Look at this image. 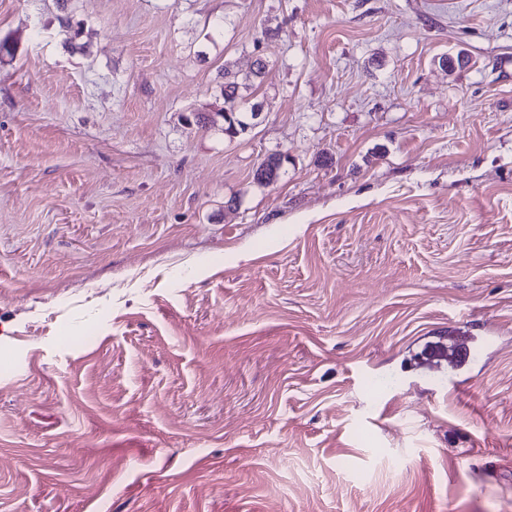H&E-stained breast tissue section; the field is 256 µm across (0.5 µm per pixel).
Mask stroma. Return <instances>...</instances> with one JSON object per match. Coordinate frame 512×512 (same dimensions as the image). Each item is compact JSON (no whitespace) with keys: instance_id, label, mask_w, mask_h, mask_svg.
Wrapping results in <instances>:
<instances>
[{"instance_id":"stroma-1","label":"stroma","mask_w":512,"mask_h":512,"mask_svg":"<svg viewBox=\"0 0 512 512\" xmlns=\"http://www.w3.org/2000/svg\"><path fill=\"white\" fill-rule=\"evenodd\" d=\"M4 41L0 512H512V0H0ZM265 69V64H258L253 67L250 73L246 74L240 80L237 76H228L229 70L224 68V84L220 87L221 95L224 97V113L221 116L224 119V135L229 139H234L241 134H244L251 126V123L246 121L247 115L253 118V112L256 107L261 103H252L250 112L242 107L241 101L243 96L241 90L247 91L251 89L255 80L259 78ZM261 114V109L257 107L255 112V119ZM286 157L282 155L272 154L263 159L255 168L253 173V180L262 186H269L271 184V175L273 170H277L276 178L279 179L283 169ZM440 357H447L448 363L454 367H459L473 358V351L469 346L466 338L451 337L448 338V345L430 346L426 352V359L428 361H435Z\"/></svg>"}]
</instances>
